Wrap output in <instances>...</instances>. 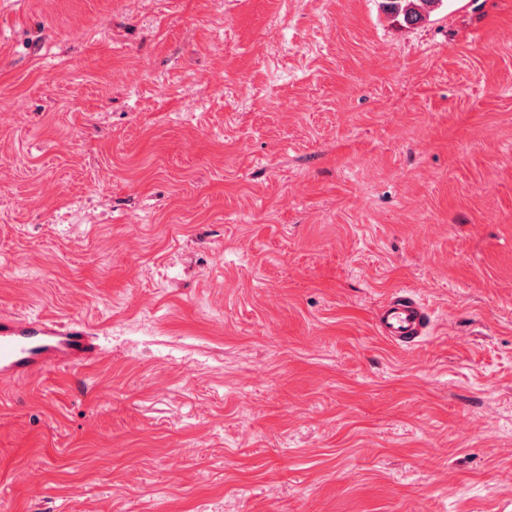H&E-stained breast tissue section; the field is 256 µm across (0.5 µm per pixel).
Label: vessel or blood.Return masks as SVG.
Listing matches in <instances>:
<instances>
[{"label":"vessel or blood","instance_id":"vessel-or-blood-1","mask_svg":"<svg viewBox=\"0 0 512 512\" xmlns=\"http://www.w3.org/2000/svg\"><path fill=\"white\" fill-rule=\"evenodd\" d=\"M432 325L430 308L408 288L394 290L374 314L378 335L404 350L426 342ZM97 351L95 332L82 319L0 314L1 384L84 364Z\"/></svg>","mask_w":512,"mask_h":512}]
</instances>
